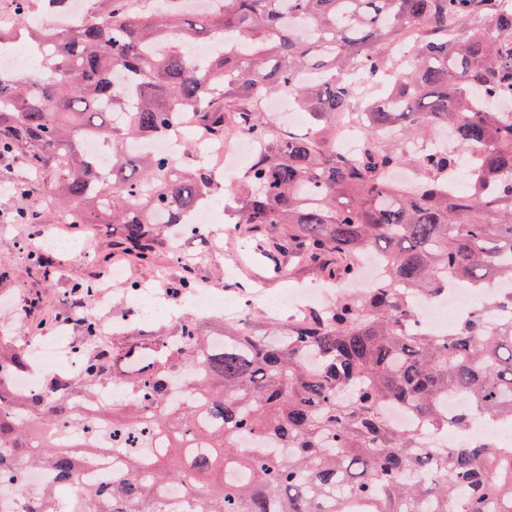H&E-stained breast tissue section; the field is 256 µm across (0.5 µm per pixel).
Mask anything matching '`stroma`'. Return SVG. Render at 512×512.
Masks as SVG:
<instances>
[{
	"mask_svg": "<svg viewBox=\"0 0 512 512\" xmlns=\"http://www.w3.org/2000/svg\"><path fill=\"white\" fill-rule=\"evenodd\" d=\"M27 174V167L21 159L12 156L0 159V315L11 316L17 335H28L33 326L66 316L73 288L81 282L95 287L110 284L112 306L96 311L95 316L103 328L113 319L126 320L130 333L115 339V346L141 344L174 335L180 323L185 321L197 323L204 335H223V318H199L184 297L172 292L165 297L164 316L152 322L141 323L130 310L127 298L136 283L148 279V265H157L164 271L163 284L170 289L181 278L182 267L171 261V240H163L150 261L143 262L121 247L118 225L59 224L55 227L56 234L73 242L75 247L91 246L94 260L81 262L56 251L44 253L39 229L20 223L17 214L23 209L54 210L56 199L44 188L27 198L17 197L13 185ZM181 246L188 256L193 257L197 278L220 283L225 295L234 293L238 282L227 278L226 273L238 262L240 244L226 235L223 225H214L202 236L183 234ZM46 254L50 255L55 267V273L49 279L42 277L36 264L37 258ZM249 267L252 274L261 279L266 292L274 295L303 284L318 286L324 282L319 270L296 265L288 258L283 261L285 273L281 276L272 275L266 260L261 257L251 259ZM116 268L125 270L124 281L111 282L110 274Z\"/></svg>",
	"mask_w": 512,
	"mask_h": 512,
	"instance_id": "35a3bbf8",
	"label": "stroma"
}]
</instances>
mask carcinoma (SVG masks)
Instances as JSON below:
<instances>
[{
    "instance_id": "carcinoma-1",
    "label": "carcinoma",
    "mask_w": 512,
    "mask_h": 512,
    "mask_svg": "<svg viewBox=\"0 0 512 512\" xmlns=\"http://www.w3.org/2000/svg\"><path fill=\"white\" fill-rule=\"evenodd\" d=\"M33 2L10 0L13 33L36 43L51 19L33 24ZM185 2L93 0L91 20L56 32L38 68L0 72V155L22 156L29 172L17 194L43 184L59 201L54 215L23 211V223L121 224L124 248L146 259L168 225L217 193L209 168L130 145L193 109L200 129L242 128L259 144L228 193L254 251H286L330 282L353 281L373 251L386 273L273 339L202 336L187 322L136 371L128 363L141 348L112 346L42 394L0 390V487L27 512L62 493L71 512H169V485L183 512H512V447L423 443L450 423L512 422V320L467 315L450 336L413 329L422 297L512 282V112L499 110L512 100V0H221L207 13ZM415 25L409 67L399 34ZM202 38L224 42L220 58H195ZM118 68L138 78L131 90L113 87ZM282 94L311 116L307 128H273L263 102ZM357 111L368 144L349 155L323 130ZM441 127L460 150L480 151L464 182L448 184L455 154L391 143L397 131L419 143ZM90 141L111 154L106 178ZM399 167L414 170L413 192L390 180ZM91 292H76L90 340ZM30 359L24 339L0 336V380ZM179 368L189 372L181 403L165 395ZM111 380L132 398L95 413L123 440L75 435L85 402ZM456 393L465 406L450 419L442 403ZM393 407L420 427L394 426ZM110 454L124 470L88 482ZM30 471L54 483L35 488Z\"/></svg>"
}]
</instances>
